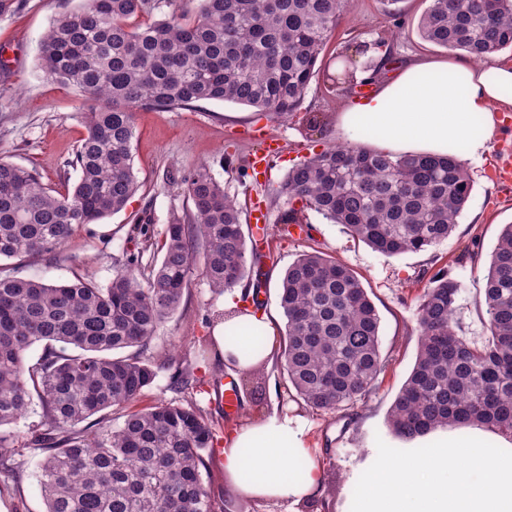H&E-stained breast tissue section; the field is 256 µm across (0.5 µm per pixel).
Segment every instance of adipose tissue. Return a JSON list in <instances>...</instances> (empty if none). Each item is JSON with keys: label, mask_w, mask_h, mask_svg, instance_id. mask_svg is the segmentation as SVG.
I'll list each match as a JSON object with an SVG mask.
<instances>
[{"label": "adipose tissue", "mask_w": 512, "mask_h": 512, "mask_svg": "<svg viewBox=\"0 0 512 512\" xmlns=\"http://www.w3.org/2000/svg\"><path fill=\"white\" fill-rule=\"evenodd\" d=\"M512 110V64L490 67L471 57L419 58L397 77L335 119L339 139L398 155L453 156L482 160L501 113ZM218 321L212 338L228 365L245 372L271 355L277 330L265 312L238 311ZM265 346L255 350L254 340ZM228 500L272 499L301 507L323 483V470L308 445L305 418L272 413L244 422L219 452Z\"/></svg>", "instance_id": "ef3b65f1"}]
</instances>
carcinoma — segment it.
I'll list each match as a JSON object with an SVG mask.
<instances>
[{"label": "carcinoma", "mask_w": 512, "mask_h": 512, "mask_svg": "<svg viewBox=\"0 0 512 512\" xmlns=\"http://www.w3.org/2000/svg\"><path fill=\"white\" fill-rule=\"evenodd\" d=\"M80 0L54 17L39 66L83 101L85 135L68 162L78 172L61 193L35 170L0 159V473L20 475L13 435L28 429L44 451L39 482L46 512H216L201 470L215 432L188 401L161 403L112 427L104 411L139 399L172 358L146 355L158 325L180 305L195 269L221 291L264 307L267 276L248 246L236 201L206 165L184 179L192 207L171 216L159 263L143 252L115 260L102 287L77 269L62 284L17 276L31 259L71 261L74 227L121 211L139 188L133 169L135 111L201 101L296 112L347 0ZM147 21L135 24L133 20ZM421 37L477 61L512 48V0H430ZM471 179L452 157L394 156L329 147L297 164L271 193L279 223L303 227L314 211L386 256L418 253L448 238L469 200ZM458 283L429 278L418 307L415 364L388 424L406 440L458 424L512 437V224L491 255L481 305L488 336L459 333ZM279 304L286 319L280 372L293 398L334 413L368 397L386 369L377 309L347 265L313 250L288 266ZM43 344L29 363L27 352ZM132 348L134 352L124 353ZM194 369L172 388H197Z\"/></svg>", "instance_id": "cac0c4a2"}]
</instances>
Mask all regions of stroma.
Here are the masks:
<instances>
[{
	"label": "stroma",
	"instance_id": "35a3bbf8",
	"mask_svg": "<svg viewBox=\"0 0 512 512\" xmlns=\"http://www.w3.org/2000/svg\"><path fill=\"white\" fill-rule=\"evenodd\" d=\"M77 4L78 0H0V158L34 168L45 183L58 189L77 179L68 161L85 128L77 94L40 69L38 49L51 20ZM429 4L430 0H348V12L323 48L300 110L288 119L215 101L192 109L137 110L133 161L139 190L120 212L75 227L67 251L76 256V263L30 260L21 267V276L66 282L79 263L100 284H108L114 259L141 248L140 239L128 234L131 224H146L153 242L161 243L172 214L188 206L184 177L202 164L210 167L242 210H250L257 202L266 206L269 219H276L278 209L269 203L270 189L295 164L335 144L337 112L358 99L356 91L331 89L324 76L326 68L349 46L363 50L364 60H379L383 51L376 41L384 35L390 38L393 61L375 77L378 85L393 80L408 60L442 54V47L424 42L418 34V21ZM310 115L320 117L319 127L308 128ZM268 135L278 137L280 149L268 172L256 177L250 160ZM508 149L512 150V124L502 125L479 163H467L470 199L448 239L426 251L382 255L313 211L307 214L306 232L265 235L258 247L266 257V311L277 327L285 325L278 298L285 270L303 252L321 251L349 266L374 302L380 317L381 354L388 365L368 398L330 414L283 401L286 382L274 362H264L250 377L261 400L245 399L234 418H225L224 405L213 387L195 393L197 406L215 422L217 437L276 410L303 414L311 424L309 439L324 473L319 496L329 503L330 512H341L354 491L350 482L354 470L376 452L377 441L394 448L407 445L391 432L387 418L415 363L417 308L433 273L447 270L461 285L462 334L474 339L486 334L477 301L499 234L504 225L512 224V189L499 187L490 172ZM225 300V294L210 288L201 273H194L179 308L157 327L151 350L173 354L194 366L197 376L209 377L215 365L204 362L199 349ZM38 420V415L31 414L12 427L23 474L18 479L0 474V512L46 510L38 478L43 453L30 445L27 434L28 425Z\"/></svg>",
	"mask_w": 512,
	"mask_h": 512
}]
</instances>
